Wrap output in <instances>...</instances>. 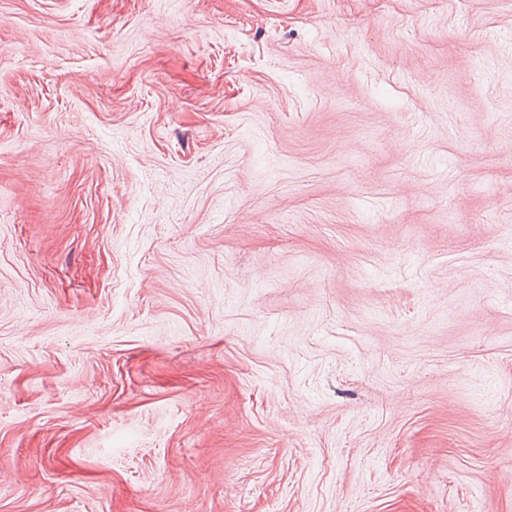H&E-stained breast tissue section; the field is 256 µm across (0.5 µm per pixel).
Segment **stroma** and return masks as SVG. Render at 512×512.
I'll return each instance as SVG.
<instances>
[{
  "label": "stroma",
  "mask_w": 512,
  "mask_h": 512,
  "mask_svg": "<svg viewBox=\"0 0 512 512\" xmlns=\"http://www.w3.org/2000/svg\"><path fill=\"white\" fill-rule=\"evenodd\" d=\"M0 512H512V0H0Z\"/></svg>",
  "instance_id": "35a3bbf8"
}]
</instances>
